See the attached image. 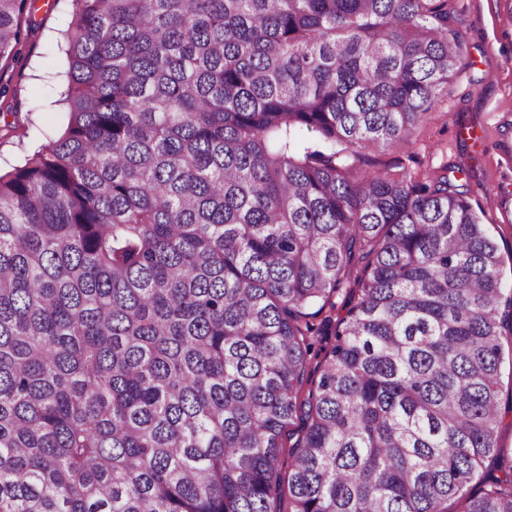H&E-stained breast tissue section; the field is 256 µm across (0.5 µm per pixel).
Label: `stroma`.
I'll return each mask as SVG.
<instances>
[{"instance_id":"35a3bbf8","label":"stroma","mask_w":512,"mask_h":512,"mask_svg":"<svg viewBox=\"0 0 512 512\" xmlns=\"http://www.w3.org/2000/svg\"><path fill=\"white\" fill-rule=\"evenodd\" d=\"M466 46V68L426 116L414 142L370 153L368 162L422 176L457 171L464 196L501 255L512 291V0H450ZM72 0H35L17 56L0 58V170L20 165L58 134L65 118L63 36Z\"/></svg>"}]
</instances>
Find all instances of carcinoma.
I'll return each mask as SVG.
<instances>
[{"mask_svg":"<svg viewBox=\"0 0 512 512\" xmlns=\"http://www.w3.org/2000/svg\"><path fill=\"white\" fill-rule=\"evenodd\" d=\"M73 3L64 129L0 173V512H512L498 247L361 170L466 68L449 0ZM504 360L500 366L501 422L497 432L500 446L512 448V365L510 360L511 336L503 338Z\"/></svg>","mask_w":512,"mask_h":512,"instance_id":"1","label":"carcinoma"}]
</instances>
